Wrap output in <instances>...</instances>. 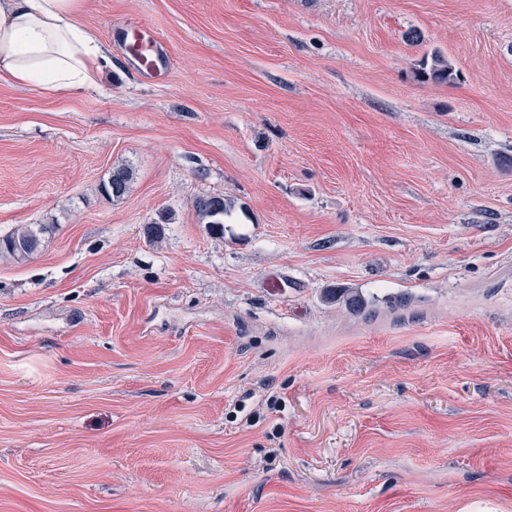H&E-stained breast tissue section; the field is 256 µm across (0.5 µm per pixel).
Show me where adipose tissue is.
I'll use <instances>...</instances> for the list:
<instances>
[{"label": "adipose tissue", "mask_w": 512, "mask_h": 512, "mask_svg": "<svg viewBox=\"0 0 512 512\" xmlns=\"http://www.w3.org/2000/svg\"><path fill=\"white\" fill-rule=\"evenodd\" d=\"M83 0H0V81L44 90L96 87L109 63L77 21Z\"/></svg>", "instance_id": "adipose-tissue-1"}]
</instances>
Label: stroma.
Segmentation results:
<instances>
[{"instance_id": "1", "label": "stroma", "mask_w": 512, "mask_h": 512, "mask_svg": "<svg viewBox=\"0 0 512 512\" xmlns=\"http://www.w3.org/2000/svg\"><path fill=\"white\" fill-rule=\"evenodd\" d=\"M78 22L97 88L0 83V235L49 227L0 259V512H512V0ZM138 23L164 84L109 35ZM422 64L429 67L428 75L435 82L451 83L456 78L453 63L438 51H433L430 57L425 56ZM132 179L133 172L129 168L112 170L110 178L101 187L102 196L111 200L121 198L128 192ZM193 206L198 215L207 219L205 230L213 236H223L224 216L227 214V206L224 198L219 196H199L193 201ZM48 229L45 224H24L0 237V256L23 261L33 255L40 244L41 235Z\"/></svg>"}]
</instances>
